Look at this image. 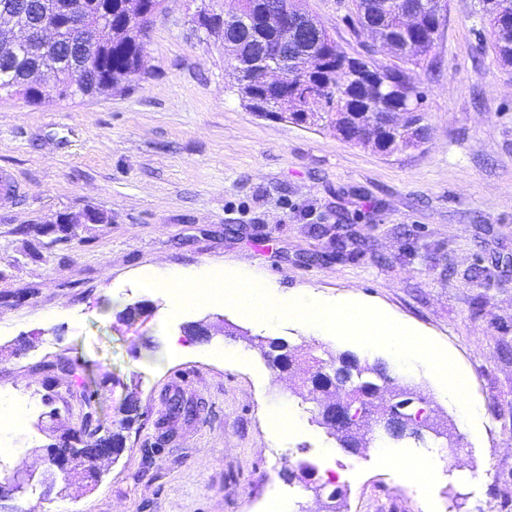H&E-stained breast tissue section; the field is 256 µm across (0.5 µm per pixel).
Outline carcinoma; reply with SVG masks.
I'll return each mask as SVG.
<instances>
[{"label": "carcinoma", "mask_w": 512, "mask_h": 512, "mask_svg": "<svg viewBox=\"0 0 512 512\" xmlns=\"http://www.w3.org/2000/svg\"><path fill=\"white\" fill-rule=\"evenodd\" d=\"M84 5L83 27L91 31L102 24H111L122 33L110 42L101 44L96 57L88 58L84 53L68 49V39L61 37L55 41H45L39 46L18 45L11 49L0 46V98L23 96L32 102H40L47 96L59 99L83 98L110 92L114 89H127L133 83L144 78L145 72L137 68L135 59L143 50L141 37L144 36L161 7V0H82ZM247 5L238 12L230 13L224 23L230 25L233 38L238 43V53L249 55L254 60L260 59L261 43L264 38L262 11L263 0H246ZM419 3L426 23L416 33L402 35L396 7L400 0H355L356 24L370 26L379 44L391 47L397 62L377 66L364 58H354V68L345 71L340 61L349 57L327 31H322L317 38L310 37L302 43L288 46L290 57L301 56L317 58L321 68L309 73L297 74L293 83L306 86L324 100V114L320 127L336 132V137L347 141L342 131L359 126L364 129L362 138L352 141L354 145L370 146L384 155H395L412 142L409 131H387L380 126L370 125L371 116H381L388 112H412L413 121L424 120L420 112L423 91L419 86L414 68L420 66L423 57L433 48L438 30L435 23L437 0H416ZM497 0H483V13L488 20L490 44L496 60L503 66H512V18L507 19L496 9ZM415 39L419 47L413 52L404 48L406 41ZM46 77L47 88L40 90L31 86L33 75ZM253 98H248L243 90H236L244 107L260 117H271L283 111L284 98L290 96L288 90L281 94L270 92L266 88L253 86ZM255 347L273 365H278L279 356L283 355L288 363H293L294 353L287 350L284 342L277 339H260ZM304 362L313 369L311 376L304 380L303 399L316 404L320 409L325 399L346 397L352 409L358 412L353 425L337 428L322 415L315 416L316 422L326 429L340 445L347 450L369 447L372 438L358 436L359 431L368 423L369 418L363 412L360 400L363 388L376 386L372 396L386 395V402H400L409 395L404 385L394 383L385 374L382 367L360 363L356 358L349 360L346 372L337 382L330 384V389L318 393L313 382L320 376V370L334 367L335 361L327 362L307 353ZM122 418L115 427L105 430L112 439L117 451H122L126 443L125 432L132 429L141 417L139 413L136 388L127 391L125 402L120 408ZM410 417L402 420L394 430L387 431L395 438H424L429 432L436 438L450 439L448 430L440 428L431 421V415L416 416V410L409 411ZM55 449L68 451L74 461L68 472L79 471L88 477L93 464L84 460L72 445L58 444Z\"/></svg>", "instance_id": "carcinoma-1"}]
</instances>
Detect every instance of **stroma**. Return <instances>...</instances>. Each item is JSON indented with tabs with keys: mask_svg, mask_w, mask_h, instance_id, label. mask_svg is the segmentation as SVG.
<instances>
[{
	"mask_svg": "<svg viewBox=\"0 0 512 512\" xmlns=\"http://www.w3.org/2000/svg\"><path fill=\"white\" fill-rule=\"evenodd\" d=\"M350 55L386 65L351 18L353 0H304ZM233 0H165L146 40L148 77L92 98L0 100V409L26 388L25 407L0 438V476L34 478L16 506L37 512H323L303 479L310 465L339 489L342 512H512V67L483 40L481 0H448V16L417 78L428 140L386 156L327 129L247 111L233 92L223 38L196 24ZM96 209L102 224L60 236L19 226ZM247 266L283 295L312 290L358 300L437 342L483 413L464 422L424 365L404 369L384 349L314 335L296 320L260 324L223 303L173 312L162 292L137 288L148 266L221 272ZM143 304L135 322L119 312ZM219 320L289 348L348 353L418 385L436 418L453 423L459 452L442 479L407 482L377 446L405 456L439 451L432 436L393 439L353 454L294 394L299 380L241 339L219 333L198 354L161 358L168 337ZM189 377L170 381L178 370ZM137 380L139 429L99 482L68 497L43 482L52 435L79 433L83 406L112 427ZM195 405L167 414L170 397ZM292 412L297 426L281 432Z\"/></svg>",
	"mask_w": 512,
	"mask_h": 512,
	"instance_id": "obj_1",
	"label": "stroma"
}]
</instances>
